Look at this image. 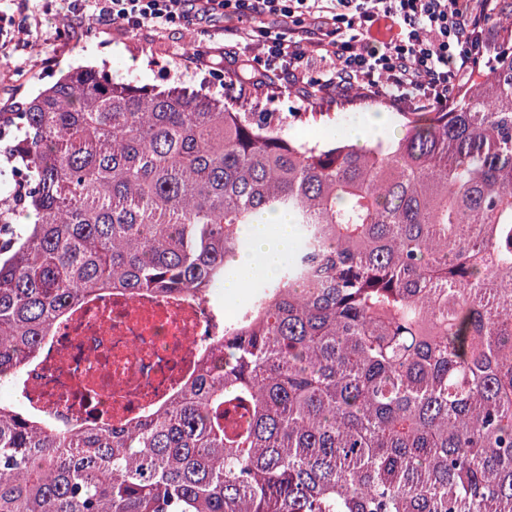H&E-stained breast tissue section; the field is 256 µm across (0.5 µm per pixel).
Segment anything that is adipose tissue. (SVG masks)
Wrapping results in <instances>:
<instances>
[{"label":"adipose tissue","mask_w":512,"mask_h":512,"mask_svg":"<svg viewBox=\"0 0 512 512\" xmlns=\"http://www.w3.org/2000/svg\"><path fill=\"white\" fill-rule=\"evenodd\" d=\"M244 232L251 249L234 261V273L224 281L225 298L231 302L252 280L277 275L288 258L294 226L289 215L264 213L255 223L246 225Z\"/></svg>","instance_id":"adipose-tissue-1"}]
</instances>
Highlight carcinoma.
Returning <instances> with one entry per match:
<instances>
[{"mask_svg": "<svg viewBox=\"0 0 512 512\" xmlns=\"http://www.w3.org/2000/svg\"><path fill=\"white\" fill-rule=\"evenodd\" d=\"M402 132L323 148L274 112L74 68L0 112V380L73 307L224 283L246 224L299 243L185 391L135 424L0 404V512H512V24ZM4 143L2 141V157L0 159V206L2 204H10V198L12 193V200L18 202L23 197V191L25 189V183L18 181L15 183V172L13 166L15 162L7 165L3 160ZM15 183V186H14Z\"/></svg>", "mask_w": 512, "mask_h": 512, "instance_id": "1", "label": "carcinoma"}]
</instances>
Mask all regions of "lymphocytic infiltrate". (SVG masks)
<instances>
[{"label": "lymphocytic infiltrate", "instance_id": "f902f5d3", "mask_svg": "<svg viewBox=\"0 0 512 512\" xmlns=\"http://www.w3.org/2000/svg\"><path fill=\"white\" fill-rule=\"evenodd\" d=\"M71 20L100 30L119 25L165 34L206 30L214 18L249 20L235 38L255 43L244 59L250 77L226 82L227 90L263 89L283 75L322 90L359 89L401 106L446 107L479 66H492L486 36L495 0H65ZM276 26H267L268 18ZM389 19L399 27L383 50L372 46L373 29ZM324 62L321 76L311 60Z\"/></svg>", "mask_w": 512, "mask_h": 512}]
</instances>
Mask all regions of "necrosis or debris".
I'll return each mask as SVG.
<instances>
[{"mask_svg": "<svg viewBox=\"0 0 512 512\" xmlns=\"http://www.w3.org/2000/svg\"><path fill=\"white\" fill-rule=\"evenodd\" d=\"M223 296L101 294L70 310L15 380L24 408L57 423L133 424L197 374Z\"/></svg>", "mask_w": 512, "mask_h": 512, "instance_id": "necrosis-or-debris-1", "label": "necrosis or debris"}]
</instances>
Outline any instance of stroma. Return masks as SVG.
I'll return each mask as SVG.
<instances>
[{
    "mask_svg": "<svg viewBox=\"0 0 512 512\" xmlns=\"http://www.w3.org/2000/svg\"><path fill=\"white\" fill-rule=\"evenodd\" d=\"M41 26L31 28L28 39L31 49L22 59L11 64L0 63V108H11L17 101H28L38 88L50 83L70 68L92 65L105 70L114 79L138 86L166 87L181 84L191 88H205L212 95L223 96L222 72L233 71V58H225L221 72H174L164 75V66L173 57L190 55L192 50L215 52L224 47V20L214 21L208 34L184 30L160 34L144 29L128 35L113 28L96 33L64 21L57 0H50L41 15ZM65 31L64 40L56 46L44 44L47 32ZM238 105L251 112H327L331 118L325 122H297L289 125L290 137L311 144L327 145L341 137L343 130L359 123L372 113H381L385 125L370 131L369 140L386 139V125L397 119L392 104L364 96L358 90L323 95L319 89L302 92L301 88L274 80L269 90L248 92L237 100Z\"/></svg>",
    "mask_w": 512,
    "mask_h": 512,
    "instance_id": "obj_1",
    "label": "stroma"
}]
</instances>
